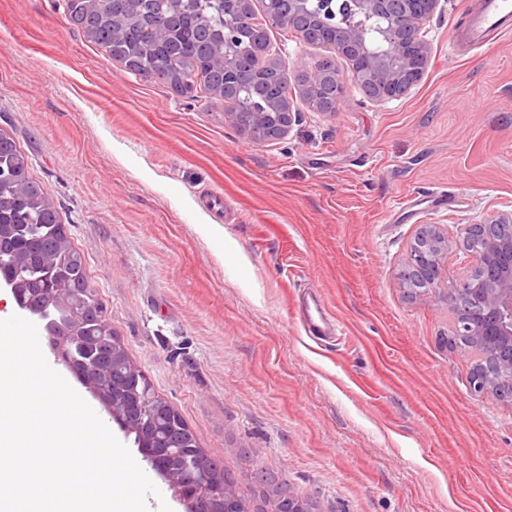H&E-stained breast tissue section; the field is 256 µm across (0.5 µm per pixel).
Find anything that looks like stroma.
Returning a JSON list of instances; mask_svg holds the SVG:
<instances>
[{
  "instance_id": "obj_1",
  "label": "stroma",
  "mask_w": 512,
  "mask_h": 512,
  "mask_svg": "<svg viewBox=\"0 0 512 512\" xmlns=\"http://www.w3.org/2000/svg\"><path fill=\"white\" fill-rule=\"evenodd\" d=\"M470 2L426 23L404 98L353 87L256 142L222 102L126 71L66 0H0V129L129 359L241 488L259 467L316 512H512V405L449 342L461 230L512 211V36L456 54ZM429 225L445 285L415 294L401 273ZM308 290L345 342L306 335Z\"/></svg>"
}]
</instances>
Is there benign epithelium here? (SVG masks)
<instances>
[{
    "label": "benign epithelium",
    "mask_w": 512,
    "mask_h": 512,
    "mask_svg": "<svg viewBox=\"0 0 512 512\" xmlns=\"http://www.w3.org/2000/svg\"><path fill=\"white\" fill-rule=\"evenodd\" d=\"M274 7L263 15L266 30L289 25L295 18L308 20L302 41L313 35L321 44L349 63V71L336 73V91L329 106L344 100L350 84L370 86L369 99L378 104L398 100L416 87L430 66L424 26L441 0H321L314 12L312 0H270ZM256 27L252 0H234L224 9V84H209L206 93L224 101V120L237 131L255 139L258 128L270 129V139H283L302 111L294 96L281 94L286 67L270 53V40L253 41L250 49L256 73L267 77L266 98L249 111L225 99L224 91L241 84L235 50L244 33ZM328 62H300L295 70L307 75L302 100L314 105L315 91L326 78ZM485 224H497L498 234L483 236L481 246L467 251L469 274L448 287V296H460L467 318L455 319L454 333L470 338L475 364L471 384L475 392L512 403V212L491 215ZM60 240L48 241L34 234L22 236L11 253L52 256ZM448 239L432 229L419 234L410 253L409 267L420 278L424 291L442 286V258ZM17 307L45 321L55 361L69 371L100 401L109 418L127 433L144 438L139 452L168 484L185 512H233L229 493L233 487L214 471L200 449L186 443L170 426L176 410L158 399L148 405L143 390L145 375L129 361L121 341L112 335L105 311L84 303L77 288H57L33 294L20 281L1 277ZM279 512H313L310 500L290 491L278 496Z\"/></svg>",
    "instance_id": "benign-epithelium-1"
}]
</instances>
